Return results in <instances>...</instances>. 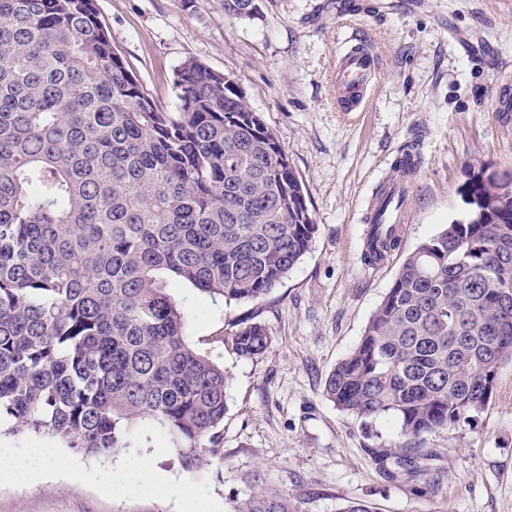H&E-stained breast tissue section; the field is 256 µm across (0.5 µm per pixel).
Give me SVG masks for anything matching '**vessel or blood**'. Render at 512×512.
Here are the masks:
<instances>
[{
	"mask_svg": "<svg viewBox=\"0 0 512 512\" xmlns=\"http://www.w3.org/2000/svg\"><path fill=\"white\" fill-rule=\"evenodd\" d=\"M376 78L373 55L368 49L355 46L346 51L339 60L333 75L336 86V104L339 111L358 112L367 103L370 86ZM406 176L389 180L377 191L365 217V238L376 237L382 224L405 229L411 218V182L420 168L416 154L404 158Z\"/></svg>",
	"mask_w": 512,
	"mask_h": 512,
	"instance_id": "obj_1",
	"label": "vessel or blood"
}]
</instances>
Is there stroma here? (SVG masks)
Masks as SVG:
<instances>
[{
	"label": "stroma",
	"mask_w": 512,
	"mask_h": 512,
	"mask_svg": "<svg viewBox=\"0 0 512 512\" xmlns=\"http://www.w3.org/2000/svg\"><path fill=\"white\" fill-rule=\"evenodd\" d=\"M336 2L261 0L260 16L245 20L226 15L223 0H98L113 43L164 110L176 109L174 73L188 59L240 85L297 171L317 232L261 301L169 285L191 344L228 375L219 468L185 471L145 422L134 448L113 458L68 452L75 475L0 482V512H180L163 494L109 492L104 476L137 451L222 506L250 494L246 476L257 471L304 512H337L347 500L376 512H512V359L475 425L424 437L412 478L389 476L372 455L404 444L396 419L362 424L324 393L405 255L463 218L471 164L512 173V0H382L381 13L354 28ZM358 44L380 52L378 75L366 111L340 112L330 76ZM410 147L421 156L412 222L390 261L364 274L362 213L379 181L398 178L395 160ZM249 318L271 337L255 359L227 342Z\"/></svg>",
	"instance_id": "35a3bbf8"
}]
</instances>
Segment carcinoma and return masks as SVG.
I'll return each instance as SVG.
<instances>
[{
    "label": "carcinoma",
    "instance_id": "1",
    "mask_svg": "<svg viewBox=\"0 0 512 512\" xmlns=\"http://www.w3.org/2000/svg\"><path fill=\"white\" fill-rule=\"evenodd\" d=\"M224 13L260 14L258 0ZM160 109L112 44L98 0H0V428L108 456L147 421L196 472L224 462V369L187 340L176 278L258 301L317 225L288 156L235 81L189 59ZM466 218L408 253L327 398L413 442L476 421L512 358V184L470 165ZM270 337L243 323L246 359ZM391 473L413 457L374 448ZM227 512H302L260 474Z\"/></svg>",
    "mask_w": 512,
    "mask_h": 512
}]
</instances>
